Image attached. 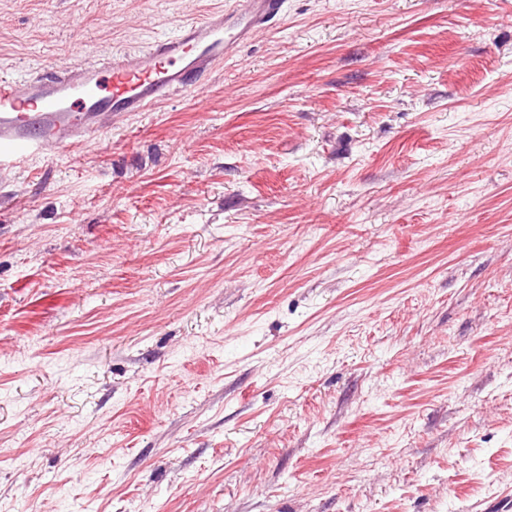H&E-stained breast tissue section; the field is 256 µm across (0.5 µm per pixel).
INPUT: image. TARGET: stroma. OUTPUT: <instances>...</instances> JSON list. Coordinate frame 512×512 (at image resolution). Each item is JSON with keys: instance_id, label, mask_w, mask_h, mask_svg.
<instances>
[{"instance_id": "obj_1", "label": "stroma", "mask_w": 512, "mask_h": 512, "mask_svg": "<svg viewBox=\"0 0 512 512\" xmlns=\"http://www.w3.org/2000/svg\"><path fill=\"white\" fill-rule=\"evenodd\" d=\"M234 0H0V77ZM512 495V0H286L100 140L0 169V512Z\"/></svg>"}]
</instances>
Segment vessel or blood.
Returning a JSON list of instances; mask_svg holds the SVG:
<instances>
[{"mask_svg": "<svg viewBox=\"0 0 512 512\" xmlns=\"http://www.w3.org/2000/svg\"><path fill=\"white\" fill-rule=\"evenodd\" d=\"M284 0H237L232 10L182 25L173 36L103 66L18 81L0 78V167L92 143L107 120L142 112L171 92L198 87L239 43L266 28Z\"/></svg>", "mask_w": 512, "mask_h": 512, "instance_id": "b4317fda", "label": "vessel or blood"}]
</instances>
